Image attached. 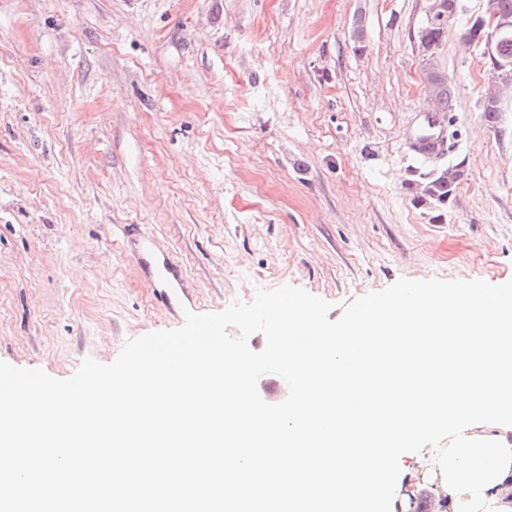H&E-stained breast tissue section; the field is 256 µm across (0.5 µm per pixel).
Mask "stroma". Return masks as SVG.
<instances>
[{
	"mask_svg": "<svg viewBox=\"0 0 512 512\" xmlns=\"http://www.w3.org/2000/svg\"><path fill=\"white\" fill-rule=\"evenodd\" d=\"M429 0H0V361L69 378L182 322L121 240L141 225L185 269L198 314L293 285L331 303L402 278L512 280V95L490 125L484 47L460 0L433 58ZM362 28L365 50L354 48ZM456 91L452 150L410 151ZM461 163L442 217L408 190ZM394 498L440 490L436 452ZM433 70L435 74L434 81L433 84H430L429 92L437 108L447 112L454 97V89L443 74L435 68Z\"/></svg>",
	"mask_w": 512,
	"mask_h": 512,
	"instance_id": "35a3bbf8",
	"label": "stroma"
}]
</instances>
